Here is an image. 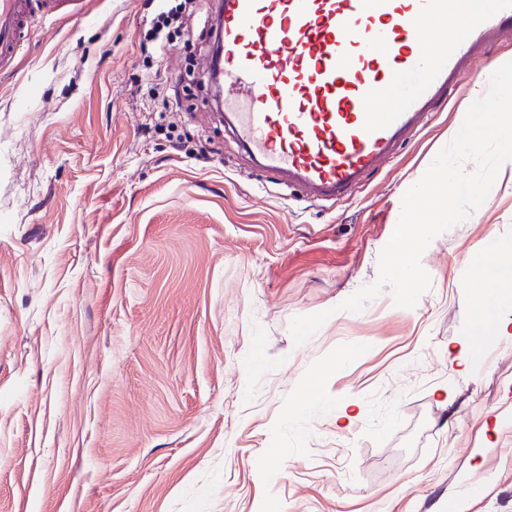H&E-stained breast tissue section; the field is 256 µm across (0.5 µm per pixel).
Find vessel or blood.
<instances>
[{
	"instance_id": "obj_1",
	"label": "vessel or blood",
	"mask_w": 512,
	"mask_h": 512,
	"mask_svg": "<svg viewBox=\"0 0 512 512\" xmlns=\"http://www.w3.org/2000/svg\"><path fill=\"white\" fill-rule=\"evenodd\" d=\"M27 0H0V70L28 37ZM455 17L448 49L430 23ZM225 112L238 145L268 178L314 201L349 199L423 128L486 48L512 34V0L477 14L458 0H219Z\"/></svg>"
}]
</instances>
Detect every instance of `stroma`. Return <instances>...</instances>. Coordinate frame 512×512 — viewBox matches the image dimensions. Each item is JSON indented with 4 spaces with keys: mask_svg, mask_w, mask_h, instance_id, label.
Wrapping results in <instances>:
<instances>
[{
    "mask_svg": "<svg viewBox=\"0 0 512 512\" xmlns=\"http://www.w3.org/2000/svg\"><path fill=\"white\" fill-rule=\"evenodd\" d=\"M84 2L0 72V512H512V337L492 324L512 317V165L431 241L414 307L386 290L337 309L377 279L484 75L322 205L226 133L218 0L163 46L149 33L180 0ZM329 308L294 345L292 319ZM471 338L463 372L448 349Z\"/></svg>",
    "mask_w": 512,
    "mask_h": 512,
    "instance_id": "35a3bbf8",
    "label": "stroma"
}]
</instances>
